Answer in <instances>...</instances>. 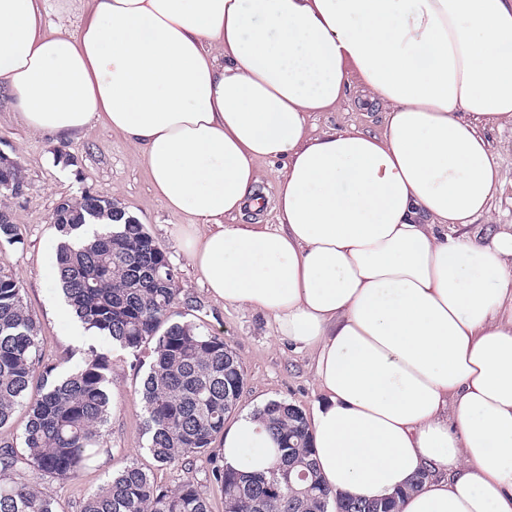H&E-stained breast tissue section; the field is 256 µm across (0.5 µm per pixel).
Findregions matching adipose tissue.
<instances>
[{
    "label": "adipose tissue",
    "mask_w": 512,
    "mask_h": 512,
    "mask_svg": "<svg viewBox=\"0 0 512 512\" xmlns=\"http://www.w3.org/2000/svg\"><path fill=\"white\" fill-rule=\"evenodd\" d=\"M355 86L383 134H311ZM0 92L34 133H123L210 296L312 351L333 491L512 512V231H458L500 185L479 125H512V0H0ZM261 160L277 221L242 224ZM221 444L277 462L250 412Z\"/></svg>",
    "instance_id": "obj_1"
}]
</instances>
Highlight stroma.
Listing matches in <instances>:
<instances>
[{
  "mask_svg": "<svg viewBox=\"0 0 512 512\" xmlns=\"http://www.w3.org/2000/svg\"><path fill=\"white\" fill-rule=\"evenodd\" d=\"M311 122L319 132L354 125L379 135L385 129L383 113L360 99L354 90L336 111L315 113ZM481 131L500 167L502 187L491 203L490 218H479L466 228L480 242L503 225H512V126L485 123ZM63 145L70 153L66 162L57 158ZM0 153L17 161L25 175L23 197L8 202L20 241L0 247V266L10 268L20 280L27 306L38 322L40 347L46 359L65 358L75 365L89 349L107 353L116 385L114 400L120 408L119 416L108 424L104 451L78 479L52 484L60 512H80L83 498L132 460L153 471L162 485L194 482L207 498L211 512H224V498L209 478L208 455L193 454L159 469L146 449L138 387L148 367L147 355L135 356L88 337L67 335L59 321L55 307L60 298L52 288L57 232L51 216L56 205L85 191L106 193L145 225L177 272L178 312L222 336L244 367L246 381L238 412L257 409L271 400L286 401L312 412L321 392L311 352L279 336L272 318L224 305L209 295L181 246L178 226L184 223V216L172 213L158 199L147 168L135 162L134 148L122 134L96 123L63 144L29 131L8 98L0 94Z\"/></svg>",
  "mask_w": 512,
  "mask_h": 512,
  "instance_id": "1",
  "label": "stroma"
}]
</instances>
